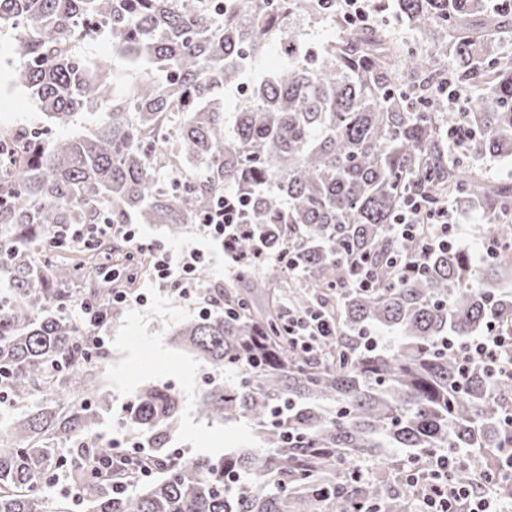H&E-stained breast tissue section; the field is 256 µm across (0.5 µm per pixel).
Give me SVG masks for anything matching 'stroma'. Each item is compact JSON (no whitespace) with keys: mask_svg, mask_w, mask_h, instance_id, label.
Masks as SVG:
<instances>
[{"mask_svg":"<svg viewBox=\"0 0 512 512\" xmlns=\"http://www.w3.org/2000/svg\"><path fill=\"white\" fill-rule=\"evenodd\" d=\"M13 32L0 28V126H42L46 118L27 90L14 79L20 66L11 50ZM142 237L165 247L191 244L208 254L209 285L223 286L224 250L213 241L202 238L196 225H186L179 237H171L166 226L143 224ZM147 294L145 307L126 309L118 319L102 329L108 338V359L97 377L98 385L109 399L101 411L95 428L104 439L117 435V421L126 412L139 386L157 382L174 388L180 395L183 409L174 447L188 455H223L228 448H247L252 444L250 427L241 423H223L199 418L196 408L208 377L195 355L181 349L172 332L185 321L197 317V310L160 290L152 278L138 284Z\"/></svg>","mask_w":512,"mask_h":512,"instance_id":"1","label":"stroma"}]
</instances>
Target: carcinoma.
Wrapping results in <instances>:
<instances>
[{
  "instance_id": "obj_1",
  "label": "carcinoma",
  "mask_w": 512,
  "mask_h": 512,
  "mask_svg": "<svg viewBox=\"0 0 512 512\" xmlns=\"http://www.w3.org/2000/svg\"><path fill=\"white\" fill-rule=\"evenodd\" d=\"M412 41L367 27L342 31L312 56L288 31L264 67L268 34L304 13L336 21L331 0H0L14 32L18 78L47 118L100 113L94 131L47 140L27 127L0 129V393L15 411L0 442V512H350L363 504L406 512L393 488L400 452L422 467L435 451L464 453L452 478L481 480L485 460L512 453V376L464 370L442 338L469 342L489 321L512 328V185L486 181L451 157L448 130L470 136L460 156L512 155V0H378ZM98 27L112 58L79 46ZM456 107L439 92L443 76ZM242 102L226 127L224 95ZM481 209L496 255L478 266L461 245L436 248L421 272L396 281L388 261L416 252L432 228L399 243L393 216L412 193ZM221 197L248 201L247 257L224 283L229 311L175 333L206 370L234 379L206 389L198 411L245 422L256 448L218 460L169 449L180 395L143 384L122 424L147 436L158 477L117 493L89 460L112 455L92 442L101 354L95 330L68 316L79 302L123 314L112 284L84 285L98 254H57L64 224H166L176 237ZM283 256L276 271L253 262L255 244ZM40 247L43 264L30 250ZM380 271L377 288L352 284L350 262ZM322 307L336 336L306 354L288 336V312ZM398 334L370 347L361 330ZM379 459L368 480L359 457ZM67 472L49 501L44 487Z\"/></svg>"
}]
</instances>
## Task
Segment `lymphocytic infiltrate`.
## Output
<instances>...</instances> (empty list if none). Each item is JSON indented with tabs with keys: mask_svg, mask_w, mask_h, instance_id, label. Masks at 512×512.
Listing matches in <instances>:
<instances>
[{
	"mask_svg": "<svg viewBox=\"0 0 512 512\" xmlns=\"http://www.w3.org/2000/svg\"><path fill=\"white\" fill-rule=\"evenodd\" d=\"M426 222L434 228L429 247H442L456 240L454 214L448 207L426 206L425 198L410 196L403 211L394 218V234L399 241L413 239L414 226ZM243 220L226 214L223 204H216L199 226L200 234L221 242L224 248V264L235 268L243 257L237 250V242L245 233ZM122 238L134 243L136 250L152 249L154 253V275L184 303L213 307L218 299L203 286L197 276L205 263L203 253L196 248L178 252L161 247H150L148 242L137 239L136 230L130 224H115L109 221L100 224H67L54 232L53 244L69 243L79 247H91L108 238ZM336 326L320 311L314 310L304 316L288 318V334L296 348L312 352L322 340L334 336ZM463 367L483 366L503 376L512 375V332L501 330L496 322H489L484 337L472 342L462 357ZM145 445L139 440L128 443L113 442L112 455L100 459L94 474L108 473L112 476L114 490L127 487L126 476L133 475L144 480L152 477L153 471L146 463ZM458 462L457 457L447 452L433 453L425 467L398 468L394 474L397 487L409 494L413 500L412 512H504V504L493 486L500 475L512 477V454L499 461L483 479V488L463 485L453 481L451 473Z\"/></svg>",
	"mask_w": 512,
	"mask_h": 512,
	"instance_id": "lymphocytic-infiltrate-1",
	"label": "lymphocytic infiltrate"
}]
</instances>
